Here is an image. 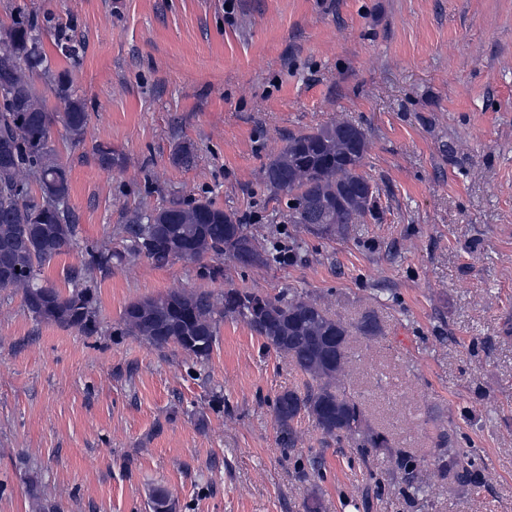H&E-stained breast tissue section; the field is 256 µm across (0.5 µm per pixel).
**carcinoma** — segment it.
I'll list each match as a JSON object with an SVG mask.
<instances>
[{"label": "carcinoma", "mask_w": 512, "mask_h": 512, "mask_svg": "<svg viewBox=\"0 0 512 512\" xmlns=\"http://www.w3.org/2000/svg\"><path fill=\"white\" fill-rule=\"evenodd\" d=\"M11 50L0 52V288L21 292L27 311L91 335L96 331L94 295L79 285L67 293L41 278L53 258L77 244L78 225L67 205L69 170L52 146L53 126L63 125L70 142L83 144L89 120L85 101L68 78L54 81L63 111L41 101L30 77L43 63L38 26L20 9L5 31ZM368 149L365 131L346 121L288 136L278 154L263 166L265 184L289 201L284 223L301 224L326 240H344L357 225L376 215V189L362 170ZM99 165L118 164L112 149L91 148ZM121 232L132 253L155 265L172 259L199 262L224 256L245 265H263L268 251L259 235L238 216L202 198L184 203L173 198L146 213L127 218ZM123 256L103 248L85 249L83 275L109 272ZM246 323L268 348L289 358L307 377L303 392L275 398L274 415L283 445L296 441L294 420L305 412L323 437L356 448H384L386 440L368 428L359 401L345 380L351 330L317 301L297 294L270 296L261 290L224 292L217 302L207 293L170 291L129 303L123 312L127 332L163 348L174 345L195 359L213 350L226 317Z\"/></svg>", "instance_id": "1"}]
</instances>
